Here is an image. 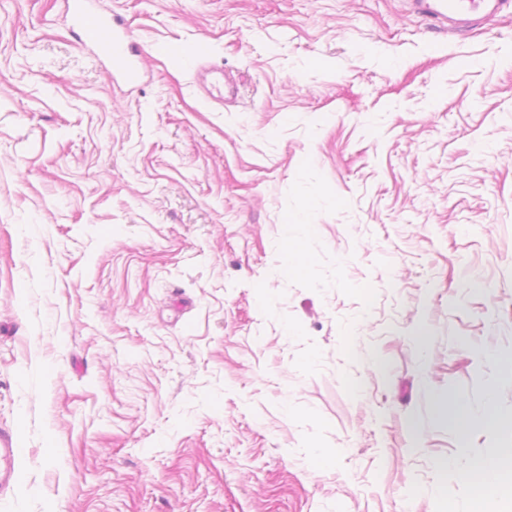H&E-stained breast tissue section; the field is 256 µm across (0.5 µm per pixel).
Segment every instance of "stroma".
I'll return each mask as SVG.
<instances>
[{"label":"stroma","mask_w":512,"mask_h":512,"mask_svg":"<svg viewBox=\"0 0 512 512\" xmlns=\"http://www.w3.org/2000/svg\"><path fill=\"white\" fill-rule=\"evenodd\" d=\"M94 2L137 84L0 0V512L465 507L439 463L512 456L445 410L512 415V9ZM414 10L440 29L456 33L510 6V0H409ZM23 448L12 447L8 442H0V487L3 489L14 481L17 464L20 462Z\"/></svg>","instance_id":"35a3bbf8"}]
</instances>
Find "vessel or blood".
I'll use <instances>...</instances> for the list:
<instances>
[{
	"mask_svg": "<svg viewBox=\"0 0 512 512\" xmlns=\"http://www.w3.org/2000/svg\"><path fill=\"white\" fill-rule=\"evenodd\" d=\"M414 10L432 20L440 29L456 33L493 16L512 0H409ZM70 9L79 30L93 43L97 54L107 60L128 83H137L141 73L132 56L134 50L121 19L96 13L91 0H71ZM21 448L0 444V487L14 481Z\"/></svg>",
	"mask_w": 512,
	"mask_h": 512,
	"instance_id": "b4317fda",
	"label": "vessel or blood"
}]
</instances>
